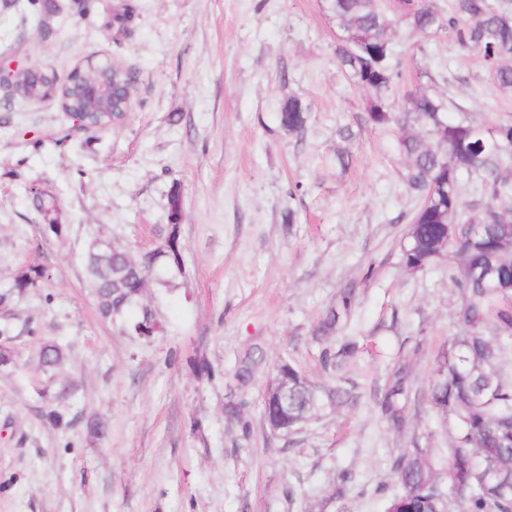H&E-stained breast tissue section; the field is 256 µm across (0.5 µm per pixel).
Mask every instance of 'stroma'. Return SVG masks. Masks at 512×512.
<instances>
[{"label": "stroma", "mask_w": 512, "mask_h": 512, "mask_svg": "<svg viewBox=\"0 0 512 512\" xmlns=\"http://www.w3.org/2000/svg\"><path fill=\"white\" fill-rule=\"evenodd\" d=\"M394 43L395 105L424 89L476 122L512 120V96L448 30L403 27ZM335 49L324 0H0V58L59 83L90 57L137 78L126 122L101 132L73 129L56 102L0 88V282L28 265L51 270L0 305L14 353L0 367V512H384L399 456H446L443 419L421 396L459 295L447 259L403 266L416 201L402 183V132L364 123L370 92ZM291 97L308 111L298 135L279 124ZM174 187L186 274L177 288H146L161 328L141 336L100 316L83 256L97 238L158 246ZM36 193L53 198L63 238L43 233ZM346 287L357 299L339 333L357 350L336 381L353 399L272 435L263 397L275 368L287 360L324 380L311 332ZM47 341L68 349L64 398L35 366ZM255 346L264 362L236 391L229 373ZM201 359L211 375L193 372ZM398 364L413 391L397 430L378 401ZM234 391L249 431L224 418ZM95 416L107 423L96 437L86 428Z\"/></svg>", "instance_id": "1"}]
</instances>
